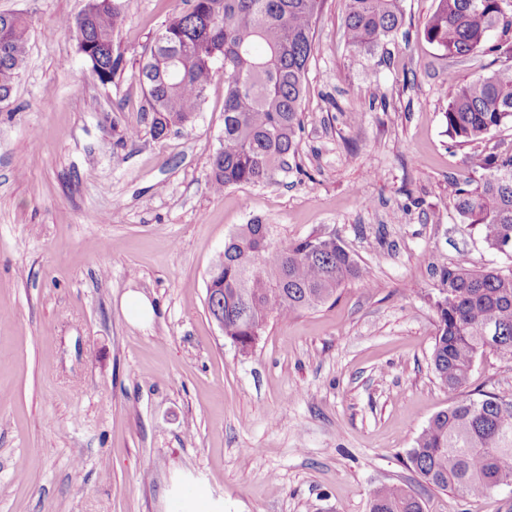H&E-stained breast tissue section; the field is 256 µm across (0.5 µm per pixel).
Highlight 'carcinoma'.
Returning <instances> with one entry per match:
<instances>
[{
	"mask_svg": "<svg viewBox=\"0 0 512 512\" xmlns=\"http://www.w3.org/2000/svg\"><path fill=\"white\" fill-rule=\"evenodd\" d=\"M325 0H190L153 38L138 81L152 112L155 137L193 124L217 69L224 70V135L211 162V188L261 183L290 171L302 130L301 102L314 25ZM344 33L358 56L374 53L401 25L400 0H344ZM502 16L500 0H437L424 38L440 57L467 59L485 47ZM120 0H88L83 15L63 25L93 74L111 82L122 70L114 34ZM29 24L0 14V103L24 64ZM458 143L480 140L512 122V65L460 86L445 112ZM472 177L454 207L485 245L512 254V150L469 158ZM270 225L255 219L224 243L206 288L222 289L224 336L247 350L267 318L286 319L331 300L364 269L340 241L309 235L282 247ZM433 369L450 393L468 387L477 358L488 351L512 358V273L474 270L461 255L439 271ZM423 482L483 496L512 485V399L468 394L438 412L408 455ZM370 512H424L417 495L398 487L374 491Z\"/></svg>",
	"mask_w": 512,
	"mask_h": 512,
	"instance_id": "carcinoma-1",
	"label": "carcinoma"
}]
</instances>
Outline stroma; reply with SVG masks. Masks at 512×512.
<instances>
[{
	"instance_id": "1",
	"label": "stroma",
	"mask_w": 512,
	"mask_h": 512,
	"mask_svg": "<svg viewBox=\"0 0 512 512\" xmlns=\"http://www.w3.org/2000/svg\"><path fill=\"white\" fill-rule=\"evenodd\" d=\"M88 0H0L30 25L0 105V512H369L382 486L425 512H512L421 484L407 455L454 401L432 366L436 273L466 255L512 272L454 209L467 161L512 145V122L456 143L457 85L512 64L436 58V0H402L400 30L354 55L344 0H325L304 82L292 169L213 193L224 132L216 74L192 126L155 137L137 81L181 0H122V71L91 73L61 27ZM276 245L338 238L367 272L324 306L270 315L239 351L206 307L225 241L252 219ZM154 308L147 324L128 292ZM512 399V359L479 357L468 386ZM124 310L135 320H146L152 316L150 302L138 293H128L122 302Z\"/></svg>"
}]
</instances>
